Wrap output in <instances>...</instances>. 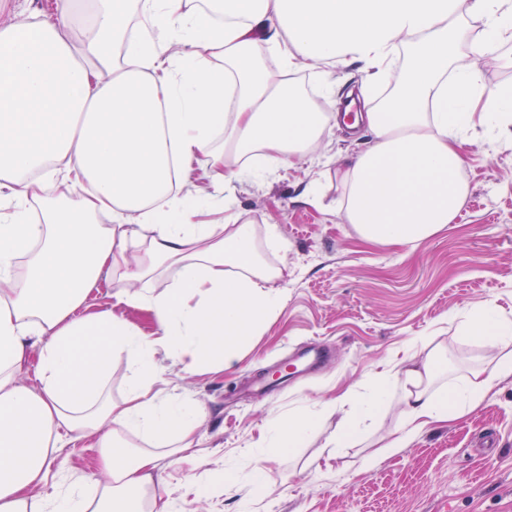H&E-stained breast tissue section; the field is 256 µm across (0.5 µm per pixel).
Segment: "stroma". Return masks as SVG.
Masks as SVG:
<instances>
[{"instance_id": "35a3bbf8", "label": "stroma", "mask_w": 512, "mask_h": 512, "mask_svg": "<svg viewBox=\"0 0 512 512\" xmlns=\"http://www.w3.org/2000/svg\"><path fill=\"white\" fill-rule=\"evenodd\" d=\"M370 142V135L330 124L312 153L274 179L235 184V213L252 224L261 263L278 270L271 286L284 301L261 329L236 341L231 367L188 373L160 362L169 388L206 409L196 440L211 452L208 469L234 476L199 497L186 467H167L163 478L185 512H512V380L494 386L478 409L424 431L397 453L385 447L400 422L395 404L353 447L332 444L346 396L401 361L424 358L423 340L443 346L440 363L458 376L494 353L460 337L465 315L491 302L512 319V147L483 128L470 130L461 148L468 194L453 223L414 246L384 247L363 241L336 214L343 193L336 173ZM315 177L323 184L319 209L300 198ZM269 224L277 240L266 238ZM312 341L328 352L324 368L288 377L279 397L256 401L250 382L270 380L293 347ZM303 412L321 421L303 447L259 461L249 456L271 419ZM489 429L499 442L487 450L476 440Z\"/></svg>"}]
</instances>
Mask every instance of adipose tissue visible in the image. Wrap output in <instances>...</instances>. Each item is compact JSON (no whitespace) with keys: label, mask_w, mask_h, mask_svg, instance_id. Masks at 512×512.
<instances>
[{"label":"adipose tissue","mask_w":512,"mask_h":512,"mask_svg":"<svg viewBox=\"0 0 512 512\" xmlns=\"http://www.w3.org/2000/svg\"><path fill=\"white\" fill-rule=\"evenodd\" d=\"M81 43L70 13L0 27V512H182L162 486L171 458L197 467L198 493L215 480L194 435L206 410L163 387L165 356L189 372L238 352L242 336L282 302L231 206L234 182L264 183L292 164L331 121L294 89L315 72L356 68V128L373 137L341 173L337 215L381 246L447 230L467 193L460 146L474 124L512 144V89L487 86L476 58L512 68V0H96ZM405 46L404 78L392 55ZM468 55H461L460 47ZM269 51L274 67L261 64ZM387 87L372 101L371 88ZM213 191L187 196L193 164ZM112 221L97 223L101 210ZM145 242L129 255L131 240ZM26 273L17 276V262ZM121 270L119 303L148 312L156 335L105 309L81 314L102 273ZM171 273L163 290L149 288ZM460 335L491 337L488 368L436 386L435 356L393 369L348 401L335 445L386 404L402 407L391 449L480 407L512 378V320L494 304L471 312ZM126 393L113 402L114 357ZM37 360L38 386L22 377ZM312 414L276 418L256 458L282 455L316 432ZM98 451L99 478L49 482L63 443Z\"/></svg>","instance_id":"1"}]
</instances>
